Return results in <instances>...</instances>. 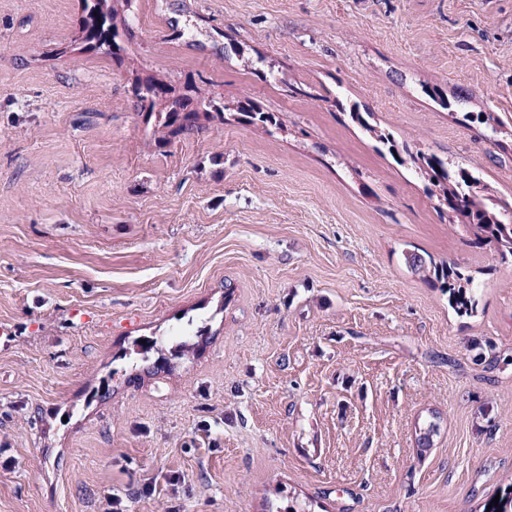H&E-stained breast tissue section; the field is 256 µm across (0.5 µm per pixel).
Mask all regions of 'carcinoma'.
<instances>
[{
  "label": "carcinoma",
  "instance_id": "obj_1",
  "mask_svg": "<svg viewBox=\"0 0 512 512\" xmlns=\"http://www.w3.org/2000/svg\"><path fill=\"white\" fill-rule=\"evenodd\" d=\"M84 13V40L102 54L116 55L121 46L117 42L119 32L114 23L115 10L111 0H84ZM160 89L161 85L151 82L136 91L141 110L153 113L156 99L160 97ZM193 103L196 104V109L182 117L179 113L168 110L158 113L159 125L169 129L171 135L193 131L199 110L209 111L216 107V101L211 97H184L175 100L174 106L181 110ZM238 111L248 118L249 123L263 129L281 125L276 113L265 112L250 101L240 103ZM348 116L351 122L376 138L399 162L410 160L415 174L426 182L425 190L429 195H436L443 200L450 194H464L467 197L466 211L463 213L464 224L473 230L475 240L486 245H496L504 259L512 257V225L509 224L512 202L494 196L488 185L464 167L455 166L434 154L411 152L407 144L399 142L392 133L371 124L372 114L360 111L357 105L350 107ZM406 262L423 279L435 278L440 281L443 291L448 294L449 304L456 312L465 315L472 313L476 302V287L471 277L458 270V265L443 263L429 266L416 253L407 255ZM487 504L491 505V509L484 512H512V482L500 490L499 502L495 503L490 499Z\"/></svg>",
  "mask_w": 512,
  "mask_h": 512
}]
</instances>
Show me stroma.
I'll list each match as a JSON object with an SVG mask.
<instances>
[{
    "label": "stroma",
    "instance_id": "obj_1",
    "mask_svg": "<svg viewBox=\"0 0 512 512\" xmlns=\"http://www.w3.org/2000/svg\"><path fill=\"white\" fill-rule=\"evenodd\" d=\"M116 7L112 57L82 0H0V512H482L512 482V260L346 109L511 201L512 0ZM149 81L221 109L168 135ZM409 252L473 277L472 314ZM238 111L246 116L249 123L257 125L262 129L267 127H277L281 125L279 116L274 112H265L259 109L256 105L252 104L250 100L246 103L240 102Z\"/></svg>",
    "mask_w": 512,
    "mask_h": 512
}]
</instances>
